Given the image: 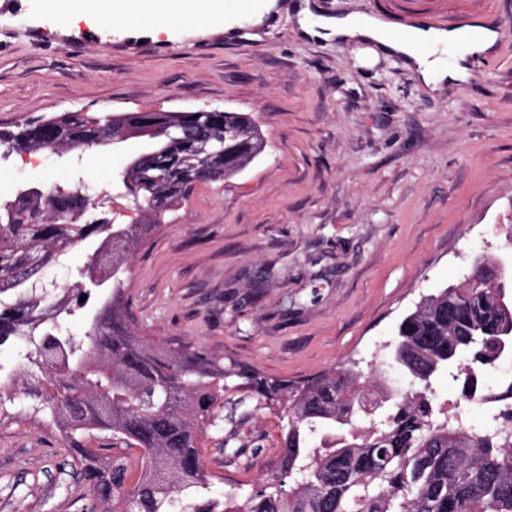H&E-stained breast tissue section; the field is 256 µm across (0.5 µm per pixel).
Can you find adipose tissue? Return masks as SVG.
Masks as SVG:
<instances>
[{
	"label": "adipose tissue",
	"mask_w": 512,
	"mask_h": 512,
	"mask_svg": "<svg viewBox=\"0 0 512 512\" xmlns=\"http://www.w3.org/2000/svg\"><path fill=\"white\" fill-rule=\"evenodd\" d=\"M190 9L189 0H136L129 14L144 24L152 25L161 21L169 25L190 20ZM310 15V9H303L299 24L304 34L366 44L374 55L382 52L400 56L434 91L448 82L466 81L470 76L467 64L469 56L489 53L498 40L497 30L479 21L450 30L415 26L405 38L395 39L389 34L388 23L374 16L347 14L322 17L313 23L309 20ZM451 45L460 48L453 61L447 63L436 58L437 50Z\"/></svg>",
	"instance_id": "ef3b65f1"
}]
</instances>
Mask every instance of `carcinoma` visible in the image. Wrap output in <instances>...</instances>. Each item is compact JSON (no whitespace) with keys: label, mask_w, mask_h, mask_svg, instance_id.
Here are the masks:
<instances>
[{"label":"carcinoma","mask_w":512,"mask_h":512,"mask_svg":"<svg viewBox=\"0 0 512 512\" xmlns=\"http://www.w3.org/2000/svg\"><path fill=\"white\" fill-rule=\"evenodd\" d=\"M152 140L120 181L134 204L161 216L202 182L229 179L264 151L242 112H66L0 132V146L83 150L112 140L113 124ZM66 127L74 139L53 138ZM91 199L80 188H18L0 201V346L17 345L0 364V421L22 413L58 428L80 465L94 512H512V445L458 417L448 422L435 382L463 378L465 391L507 356L512 332V270L506 287L477 280L442 289L406 313L385 361L402 372L390 388L378 371H322L296 384L224 368L202 345H157L135 333L123 311L128 256L137 231L104 217L84 224ZM79 243L92 247L80 284L64 292L42 280L44 268ZM85 301H79L82 295ZM87 326L71 334L68 316ZM238 376L287 418L281 451L244 501L209 496L202 458L205 429ZM139 450L106 457L87 446L91 432Z\"/></svg>","instance_id":"cac0c4a2"}]
</instances>
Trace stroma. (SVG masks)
Segmentation results:
<instances>
[{"label": "stroma", "instance_id": "35a3bbf8", "mask_svg": "<svg viewBox=\"0 0 512 512\" xmlns=\"http://www.w3.org/2000/svg\"><path fill=\"white\" fill-rule=\"evenodd\" d=\"M323 16L491 22L512 0H224V12L160 34L61 25L38 0H0V131L65 112L220 109L249 114L262 154L200 183L129 259L124 302L140 334L205 345L225 367L301 382L382 367L401 318L499 254L512 234V24L504 54L430 92L400 58L303 35ZM143 138L50 154L0 148V198L89 185L92 212L146 223L119 173ZM226 378L203 442L211 494L257 487L284 420ZM68 442L47 422L0 423V512H90Z\"/></svg>", "mask_w": 512, "mask_h": 512}]
</instances>
